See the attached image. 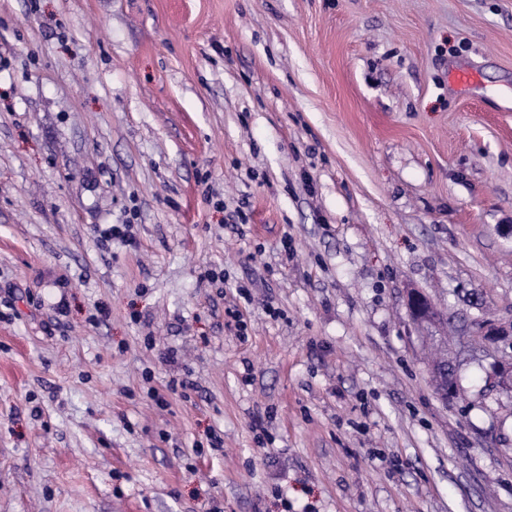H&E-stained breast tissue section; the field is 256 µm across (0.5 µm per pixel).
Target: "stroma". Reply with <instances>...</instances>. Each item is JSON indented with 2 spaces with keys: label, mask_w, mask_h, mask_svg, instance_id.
I'll use <instances>...</instances> for the list:
<instances>
[{
  "label": "stroma",
  "mask_w": 512,
  "mask_h": 512,
  "mask_svg": "<svg viewBox=\"0 0 512 512\" xmlns=\"http://www.w3.org/2000/svg\"><path fill=\"white\" fill-rule=\"evenodd\" d=\"M480 314L512 0H0V512H512Z\"/></svg>",
  "instance_id": "35a3bbf8"
}]
</instances>
